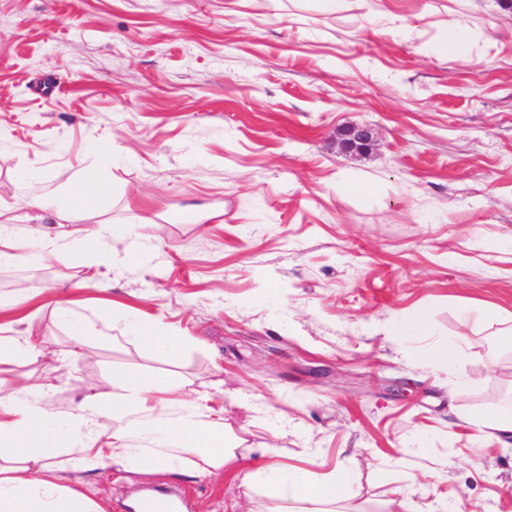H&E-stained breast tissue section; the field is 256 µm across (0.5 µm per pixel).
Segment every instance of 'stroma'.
Returning a JSON list of instances; mask_svg holds the SVG:
<instances>
[{"label": "stroma", "instance_id": "1", "mask_svg": "<svg viewBox=\"0 0 512 512\" xmlns=\"http://www.w3.org/2000/svg\"><path fill=\"white\" fill-rule=\"evenodd\" d=\"M405 19L394 30L391 16ZM471 61L439 55L449 26ZM371 124L369 153L339 128ZM108 153L101 209L67 228L108 236L101 287L81 254L0 267V295L43 336L20 365L68 407L107 371L169 373L224 409L232 442L344 476L338 512H512V447L475 460L468 417L512 408V350L463 305L512 316V10L500 0H0V203L60 195ZM373 189L363 202L362 187ZM126 225L116 237L112 227ZM150 246L128 261L131 242ZM120 309L61 380L73 349L53 303ZM429 308V335L383 330ZM189 337L169 364L127 317ZM465 336L458 376L420 361ZM17 372V373H18ZM245 460L187 490L190 512H246ZM65 485L120 512L140 490L65 466Z\"/></svg>", "mask_w": 512, "mask_h": 512}]
</instances>
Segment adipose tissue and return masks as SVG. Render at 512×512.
<instances>
[{"instance_id":"adipose-tissue-1","label":"adipose tissue","mask_w":512,"mask_h":512,"mask_svg":"<svg viewBox=\"0 0 512 512\" xmlns=\"http://www.w3.org/2000/svg\"><path fill=\"white\" fill-rule=\"evenodd\" d=\"M110 160L94 158L76 172L56 199L34 197L26 210L51 211L57 219L70 212L96 209L109 194L103 177ZM63 240L65 230L45 224H22L20 216L0 218V238L17 245L0 251V266L33 262L22 246L31 237ZM57 322L68 325L76 344L73 362L85 357L88 339L98 332L94 322L79 317L69 298L56 300ZM128 330L144 348L177 360L187 347L180 336L158 322L132 320ZM273 448L250 449L253 466L243 484L268 501L266 512H335L342 490L335 474L295 470L272 463ZM95 472L112 463L144 478L165 472L175 478L216 475L238 460L224 439V419L191 396L179 380L163 374L112 371L102 384L60 409L47 392L16 383L0 397V512H105L82 490L66 486L60 461Z\"/></svg>"}]
</instances>
